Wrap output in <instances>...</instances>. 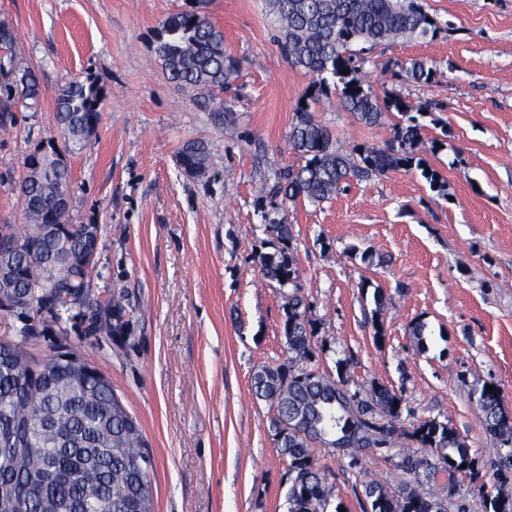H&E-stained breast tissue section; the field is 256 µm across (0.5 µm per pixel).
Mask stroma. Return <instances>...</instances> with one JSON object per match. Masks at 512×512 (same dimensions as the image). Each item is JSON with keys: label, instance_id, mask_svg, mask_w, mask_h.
I'll use <instances>...</instances> for the list:
<instances>
[{"label": "stroma", "instance_id": "stroma-1", "mask_svg": "<svg viewBox=\"0 0 512 512\" xmlns=\"http://www.w3.org/2000/svg\"><path fill=\"white\" fill-rule=\"evenodd\" d=\"M421 3L441 33L374 46L363 64L378 97L400 98L420 123L421 166L352 181L321 203L274 204L261 188L303 163L288 136L314 78L288 64L268 0H205L237 64L209 111L166 80L156 54L157 29L189 0H0V25L14 35L13 72L0 75L9 111L0 225H26L23 160L51 141L71 171L73 218L100 226L84 305L37 322L25 344L42 357L69 346L111 381L151 446L156 512H288L275 411L252 392L256 371L289 357L288 292L258 262L277 243L269 225L283 222L317 331L305 368L333 376L352 358L351 388L382 385L400 397V447L418 421L447 422L477 458L486 492L512 495V479L490 468L508 447L474 403L492 382L512 412V0ZM396 60L422 61L432 75L393 79L385 67ZM26 70L38 101L22 94ZM88 77L104 93L101 120L76 150L58 130L54 98ZM311 112L348 150L385 147L402 120L392 111L364 125L333 90ZM188 140L208 148L204 177L177 164ZM425 165L446 194L422 176ZM115 293L129 319L116 339L89 326L96 300ZM312 455L333 488L327 512H364L366 481L394 489L413 480L376 452L355 467L323 444Z\"/></svg>", "mask_w": 512, "mask_h": 512}]
</instances>
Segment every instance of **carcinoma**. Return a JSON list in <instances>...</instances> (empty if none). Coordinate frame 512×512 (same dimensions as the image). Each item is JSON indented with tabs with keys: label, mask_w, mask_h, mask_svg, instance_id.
<instances>
[{
	"label": "carcinoma",
	"mask_w": 512,
	"mask_h": 512,
	"mask_svg": "<svg viewBox=\"0 0 512 512\" xmlns=\"http://www.w3.org/2000/svg\"><path fill=\"white\" fill-rule=\"evenodd\" d=\"M280 23L278 41L286 60L317 76L319 94L336 79L343 107L366 124L382 122L395 110L410 107L398 98L379 100L365 87L356 44L377 45L398 38H434L438 22L419 0H268ZM157 53L167 79L184 91L222 89L236 75L234 60L224 52V33L198 8L168 17L156 35ZM348 74H342V71ZM392 76L428 80L431 70L420 61L407 67L394 61ZM23 96L37 99L36 77H19ZM103 91L91 78L71 80L55 98L57 123L74 146L83 145L100 121ZM290 144L305 159L298 168L273 175L263 185L272 199L306 198L320 203L343 191L352 179L365 180L402 166H410L422 144L420 125L409 118L394 128L385 148L361 147L347 152L333 141L326 127L314 120L309 105H298ZM177 160L188 174L208 171V151L200 141H187ZM27 176L21 190L29 228L19 236L10 225L0 228V266L10 270L1 288H13L17 297L6 307L24 320L21 336L33 335L35 316L42 308L69 311L86 298L94 265L86 251L88 225L70 214L72 179L69 166L54 150L25 157ZM280 244L258 260L265 277L285 288L296 286L298 271L289 254L292 233L287 224H271ZM308 305L298 292L288 294L285 338L288 363L264 367L253 377L256 398L274 407L278 448L288 461V512H327L333 487L315 467L311 443L327 444L356 466L360 457L377 452L394 460V467L413 474V484L392 491L381 482L365 485V512H438V501L450 512L456 473L474 472L476 458L464 440L444 422L423 420L408 433L418 450L392 453L400 436L395 421L398 397L378 386L369 393L351 389L348 367L341 360L337 377L297 367L312 356L316 336L307 316ZM120 297L96 304L95 328L114 336L126 333L128 320ZM485 430L512 441V417L503 407L500 389L481 388L474 398ZM0 500L14 512H42L43 503L54 512H154L150 470L154 458L137 420L112 387L98 386V377L50 356L39 360L22 344L0 338ZM443 473L448 483L444 497L436 498L427 485ZM485 512H512V496L485 492Z\"/></svg>",
	"instance_id": "carcinoma-1"
}]
</instances>
